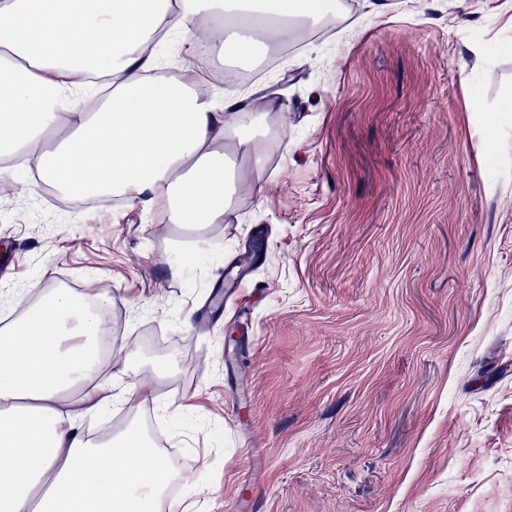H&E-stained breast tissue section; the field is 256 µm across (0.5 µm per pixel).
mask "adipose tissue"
<instances>
[{
  "mask_svg": "<svg viewBox=\"0 0 512 512\" xmlns=\"http://www.w3.org/2000/svg\"><path fill=\"white\" fill-rule=\"evenodd\" d=\"M325 0H0V158L24 157L68 194L157 203L199 232L223 223L241 194L262 195L264 140L282 104L251 109L248 94L203 98L189 74L150 81L144 47L199 20L213 49L242 65L314 29ZM74 122L50 150L63 115ZM20 317L0 321V512H191L199 481L180 475L141 420L161 373L123 382L125 346L104 345L107 296L34 282ZM129 408L96 439L88 412Z\"/></svg>",
  "mask_w": 512,
  "mask_h": 512,
  "instance_id": "adipose-tissue-1",
  "label": "adipose tissue"
}]
</instances>
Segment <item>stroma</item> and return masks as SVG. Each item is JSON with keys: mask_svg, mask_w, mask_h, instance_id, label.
Masks as SVG:
<instances>
[{"mask_svg": "<svg viewBox=\"0 0 512 512\" xmlns=\"http://www.w3.org/2000/svg\"><path fill=\"white\" fill-rule=\"evenodd\" d=\"M387 2L253 67L284 146L223 223L29 168L0 191V311L37 278L107 295L131 369L194 405L143 421L205 473L201 512H512V0Z\"/></svg>", "mask_w": 512, "mask_h": 512, "instance_id": "35a3bbf8", "label": "stroma"}]
</instances>
